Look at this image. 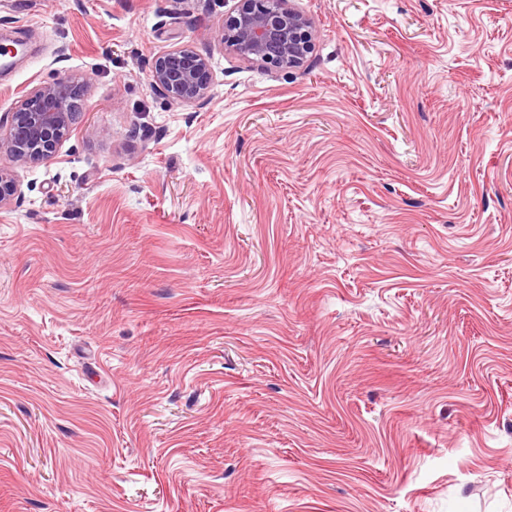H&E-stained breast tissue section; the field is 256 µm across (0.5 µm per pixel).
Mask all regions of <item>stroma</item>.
<instances>
[{
    "label": "stroma",
    "mask_w": 512,
    "mask_h": 512,
    "mask_svg": "<svg viewBox=\"0 0 512 512\" xmlns=\"http://www.w3.org/2000/svg\"><path fill=\"white\" fill-rule=\"evenodd\" d=\"M294 3L276 70L237 0H0V116L88 81L0 154V512H512V0ZM292 0H239L216 41L244 61L269 69H295L309 60L315 23ZM150 79L154 90L172 103L202 105L209 98L212 71L207 57L175 46L155 59ZM86 83L64 76L32 87L13 112L0 118V153L19 166L55 157L81 117Z\"/></svg>",
    "instance_id": "obj_1"
}]
</instances>
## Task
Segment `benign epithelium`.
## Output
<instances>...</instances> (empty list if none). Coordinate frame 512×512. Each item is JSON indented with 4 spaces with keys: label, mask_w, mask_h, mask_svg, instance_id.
I'll use <instances>...</instances> for the list:
<instances>
[{
    "label": "benign epithelium",
    "mask_w": 512,
    "mask_h": 512,
    "mask_svg": "<svg viewBox=\"0 0 512 512\" xmlns=\"http://www.w3.org/2000/svg\"><path fill=\"white\" fill-rule=\"evenodd\" d=\"M314 32V20L292 0H238L215 39L244 61L285 70L307 63ZM150 79L154 90L172 103L202 105L209 98L212 71L207 57L174 46L155 59ZM86 83L64 76L32 87L0 119V153L20 166L55 157L81 117ZM19 195L15 175L0 168V209Z\"/></svg>",
    "instance_id": "7a95c632"
}]
</instances>
